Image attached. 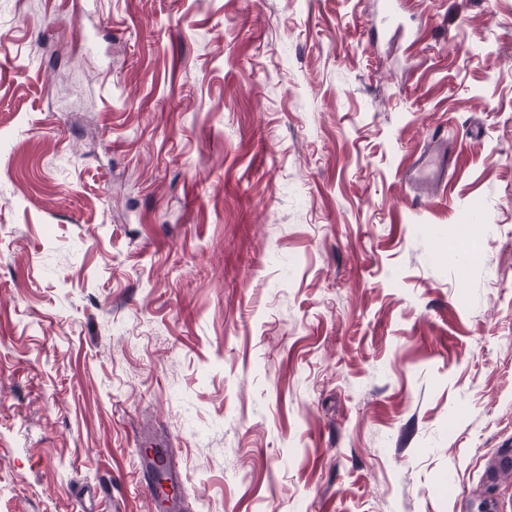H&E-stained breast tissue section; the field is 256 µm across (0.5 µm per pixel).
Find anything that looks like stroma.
<instances>
[{"label":"stroma","mask_w":512,"mask_h":512,"mask_svg":"<svg viewBox=\"0 0 512 512\" xmlns=\"http://www.w3.org/2000/svg\"><path fill=\"white\" fill-rule=\"evenodd\" d=\"M380 2L0 0V512H512V0ZM409 182L413 186L426 187L442 183L448 174L447 140L433 136L428 146L406 166ZM147 466L143 465L144 482L142 486L150 500L154 512H171L177 508L179 500L178 490L183 484V475L181 469L175 462V459L169 451L147 457ZM158 467L164 470V478L170 487V493L165 496L159 495V490L154 476Z\"/></svg>","instance_id":"stroma-1"}]
</instances>
